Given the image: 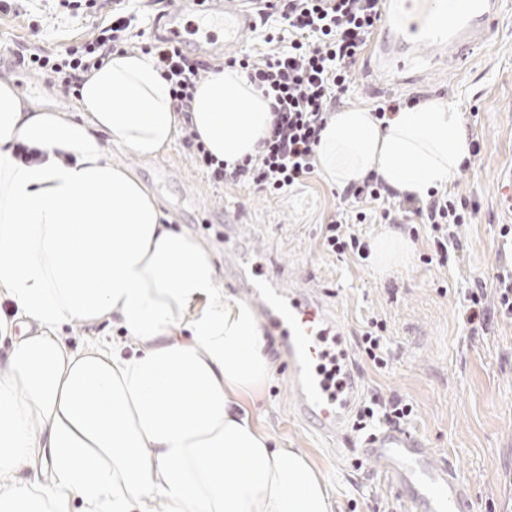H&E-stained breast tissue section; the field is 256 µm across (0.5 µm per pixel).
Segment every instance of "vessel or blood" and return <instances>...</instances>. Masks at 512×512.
I'll use <instances>...</instances> for the list:
<instances>
[{"label": "vessel or blood", "mask_w": 512, "mask_h": 512, "mask_svg": "<svg viewBox=\"0 0 512 512\" xmlns=\"http://www.w3.org/2000/svg\"><path fill=\"white\" fill-rule=\"evenodd\" d=\"M506 3L385 0L388 24L376 35L372 51L391 77L418 67L423 47L433 50L434 61L465 63L485 45L486 33ZM193 10L198 20H188ZM217 26L224 30L223 39L213 33ZM254 26L253 14L230 7L227 0H179L176 8L165 11L156 36L181 47L196 45L202 36L208 51L217 52L243 46ZM240 220L239 213L224 214V276L240 298L256 304L263 328L279 336L297 415L321 434L340 435L361 392L346 324L312 292L260 276L264 254L238 242L234 227ZM362 448L368 459L381 463L393 486L403 490L406 512H468V483L451 466L435 465L431 450L409 431L382 428Z\"/></svg>", "instance_id": "b4317fda"}]
</instances>
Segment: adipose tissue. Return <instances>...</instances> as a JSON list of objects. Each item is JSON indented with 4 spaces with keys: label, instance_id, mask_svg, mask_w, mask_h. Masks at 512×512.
<instances>
[{
    "label": "adipose tissue",
    "instance_id": "adipose-tissue-1",
    "mask_svg": "<svg viewBox=\"0 0 512 512\" xmlns=\"http://www.w3.org/2000/svg\"><path fill=\"white\" fill-rule=\"evenodd\" d=\"M190 116L233 167L266 135L271 100L224 67L198 84ZM179 127L169 84L139 52L87 75L74 112L0 82V301L34 326L15 337L0 316V512H71L76 498L84 512H332L306 454L278 447L243 407L272 371L251 308L225 300L211 249L175 229L100 140L150 159ZM20 142L41 161L15 158ZM469 156L460 112L430 101L385 128L367 109L337 112L316 161L336 184L373 171L423 198ZM111 319L133 353L101 341L75 351L58 334ZM44 455L48 483L19 478Z\"/></svg>",
    "mask_w": 512,
    "mask_h": 512
}]
</instances>
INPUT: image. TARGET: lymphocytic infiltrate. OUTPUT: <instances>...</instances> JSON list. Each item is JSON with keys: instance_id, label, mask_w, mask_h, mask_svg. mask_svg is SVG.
<instances>
[{"instance_id": "f902f5d3", "label": "lymphocytic infiltrate", "mask_w": 512, "mask_h": 512, "mask_svg": "<svg viewBox=\"0 0 512 512\" xmlns=\"http://www.w3.org/2000/svg\"><path fill=\"white\" fill-rule=\"evenodd\" d=\"M110 22L99 28L90 40L72 44L58 53L19 54L18 64L46 78L65 94H78L86 74L100 68L114 53L127 52V32L135 19L128 0H112ZM278 16L279 27H271V16ZM383 16V0H270L261 9L258 24L266 43H279V50L256 59L244 53L218 63L201 58L162 40L142 46L156 70L170 85L175 111L186 112L198 83L219 71L234 67L265 96L272 98L273 120L257 145L255 155L229 169L214 159L199 135L183 126V141L193 159L217 184L254 186L278 195L303 182L315 170L316 150L321 133L333 117L332 108L344 96L351 82V68L363 53L369 36ZM345 197L354 201L381 203L380 219L394 223L391 200H398L405 212L428 226L434 252L448 261L462 247L456 230L472 223L475 213L466 202L448 191H431L427 199L399 194L377 173L350 183ZM496 308H489L483 289L466 295L464 321L477 327L492 314L512 317V271L496 276ZM412 413L399 399L371 398L363 405L354 423L363 431L375 425L400 426Z\"/></svg>"}]
</instances>
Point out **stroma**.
<instances>
[{"label": "stroma", "instance_id": "obj_1", "mask_svg": "<svg viewBox=\"0 0 512 512\" xmlns=\"http://www.w3.org/2000/svg\"><path fill=\"white\" fill-rule=\"evenodd\" d=\"M38 29H31V20ZM108 11L72 17L44 0H21L18 10L0 11V71L23 101L59 112L74 111L76 97L62 96L36 75L17 68L21 51L52 53L89 40L108 21ZM349 92L337 109H373L385 98L417 97L453 104L479 152L450 182L476 212L460 227L457 261L426 262L433 244L427 229L407 235L412 259L402 268L378 271L373 258L323 250L321 228L349 211L340 187L321 172L280 195L233 184L214 185L196 166L181 139L160 156L142 159L105 134L101 143L112 162L132 170L159 199L177 228L187 229L224 261L217 240L224 211L238 210V231L251 247L268 252L289 276L318 289L336 305L351 331L350 344L365 397L398 398L413 413L405 427L423 439L437 463H448L472 488L471 512H512V319L497 317L470 330L462 322L465 289L482 287L494 303L495 273L512 266V240L501 237L512 225V203L496 183L512 168V9L504 11L488 43L457 70L428 68L419 80L391 84L372 72L368 56L351 68ZM385 324L390 361L375 368L360 347L370 320ZM267 350L274 367L267 384L248 400L257 425L285 448L305 453L330 486L333 512H402L403 498L379 466L363 457L361 432L347 429L342 440L324 437L293 411L289 381L275 341Z\"/></svg>", "mask_w": 512, "mask_h": 512}]
</instances>
